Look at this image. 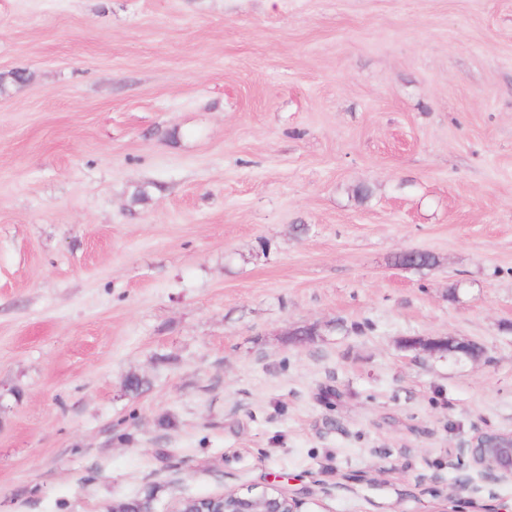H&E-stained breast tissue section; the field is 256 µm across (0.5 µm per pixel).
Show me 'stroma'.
Returning a JSON list of instances; mask_svg holds the SVG:
<instances>
[{
    "mask_svg": "<svg viewBox=\"0 0 512 512\" xmlns=\"http://www.w3.org/2000/svg\"><path fill=\"white\" fill-rule=\"evenodd\" d=\"M14 71L0 512H512V0H0ZM406 343L410 348H416L417 346H422L424 350L430 352H439V353H451L453 357L456 358H470L472 357V343L466 340H459L454 338H448L443 343H436L433 346H429L418 342L413 339L406 340ZM456 459H466L488 481L512 482V431H478L458 449ZM271 492H279L277 497H268ZM262 497L263 506L256 509L255 500ZM287 500L292 504L290 512H302V500L295 496H287L275 487H265L260 492L246 493L227 491L220 495L184 498L174 507V512H285L282 505Z\"/></svg>",
    "mask_w": 512,
    "mask_h": 512,
    "instance_id": "1",
    "label": "stroma"
}]
</instances>
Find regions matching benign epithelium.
Listing matches in <instances>:
<instances>
[{
    "mask_svg": "<svg viewBox=\"0 0 512 512\" xmlns=\"http://www.w3.org/2000/svg\"><path fill=\"white\" fill-rule=\"evenodd\" d=\"M430 352L451 353L456 358L472 357V343L449 338L432 346L423 345ZM456 459L466 460L482 478L491 482H512V431H478L462 448ZM275 487L259 492L227 491L220 495L184 498L177 502L174 512H284L283 502L292 504L290 512H302V500L283 493L277 497L270 493Z\"/></svg>",
    "mask_w": 512,
    "mask_h": 512,
    "instance_id": "obj_1",
    "label": "benign epithelium"
}]
</instances>
